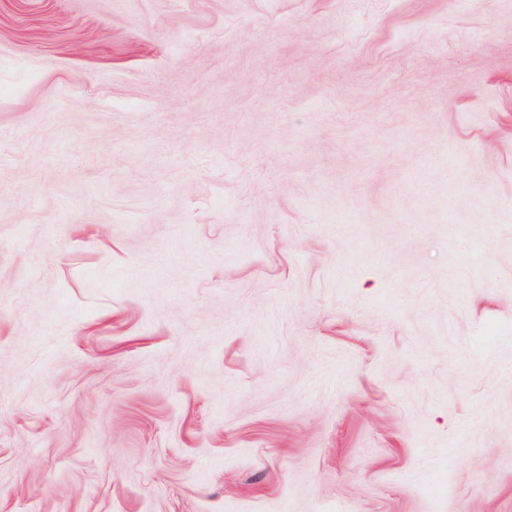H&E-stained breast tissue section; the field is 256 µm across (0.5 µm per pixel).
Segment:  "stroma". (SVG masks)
<instances>
[{
	"label": "stroma",
	"mask_w": 512,
	"mask_h": 512,
	"mask_svg": "<svg viewBox=\"0 0 512 512\" xmlns=\"http://www.w3.org/2000/svg\"><path fill=\"white\" fill-rule=\"evenodd\" d=\"M0 512H512V0H0Z\"/></svg>",
	"instance_id": "obj_1"
}]
</instances>
